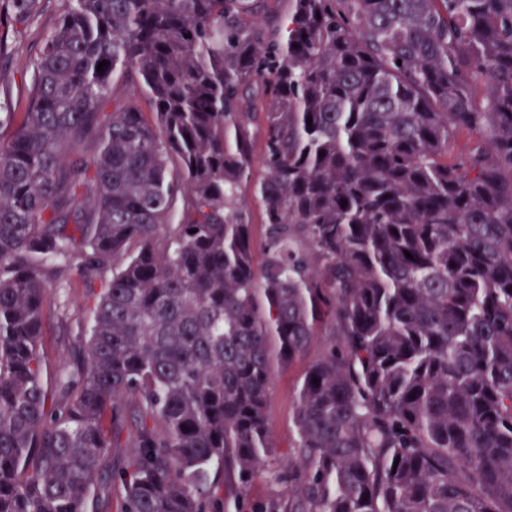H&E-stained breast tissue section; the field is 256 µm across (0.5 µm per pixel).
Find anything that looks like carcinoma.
<instances>
[{
	"mask_svg": "<svg viewBox=\"0 0 512 512\" xmlns=\"http://www.w3.org/2000/svg\"><path fill=\"white\" fill-rule=\"evenodd\" d=\"M266 2L66 0L0 103V512H90L99 477L123 512H512V0ZM120 81L150 115L105 112ZM71 267L111 277L51 387ZM315 336L279 465L273 371ZM241 197L248 203L249 209L252 216V233H253V245L256 255V260L261 261L262 254L265 247V229L262 223V216L260 206L256 201L253 200L249 187H244L242 190ZM130 427L122 430L121 432L113 434L112 437V425L106 423V431L110 434V440L112 443V450L109 453V456L106 458L103 468L105 470L110 471L114 468L116 469L120 464L124 462L126 459L130 448L128 447L130 444Z\"/></svg>",
	"mask_w": 512,
	"mask_h": 512,
	"instance_id": "1",
	"label": "carcinoma"
}]
</instances>
